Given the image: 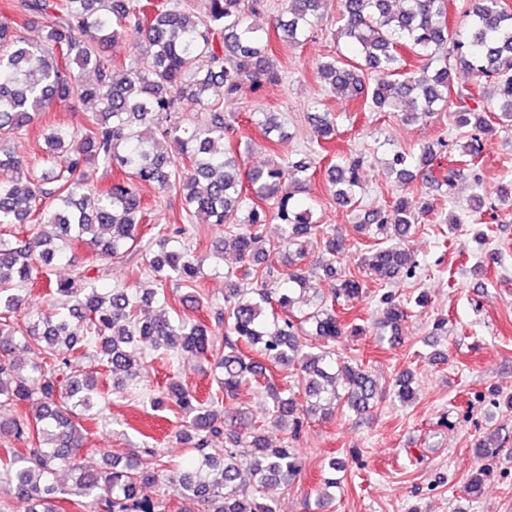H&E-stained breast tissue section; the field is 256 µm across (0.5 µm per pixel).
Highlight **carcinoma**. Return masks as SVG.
I'll return each mask as SVG.
<instances>
[{
	"mask_svg": "<svg viewBox=\"0 0 512 512\" xmlns=\"http://www.w3.org/2000/svg\"><path fill=\"white\" fill-rule=\"evenodd\" d=\"M401 2L396 8L393 0H340L335 39L352 47L355 57H333L319 65L318 74L330 91L363 98L374 112H401L407 120L449 109L456 126L471 134L443 177L433 175L435 153L429 146L420 149L417 167L436 190L451 192L472 175L484 138L512 128V9L504 0H467L460 31L446 21L447 0ZM321 3L285 0L286 19L277 20L281 39L300 43L318 22ZM258 5L259 0H204L197 11L186 0H161L155 6L149 0H18L22 22L0 21V224L19 227L15 241L0 238V405L31 407L0 421V433L27 445L0 456V491L24 504L25 512H59L61 494L71 496L80 512H162L159 501L141 495L142 487L159 480L153 449L108 459L100 469L79 461L87 433L82 419L93 407L96 379L91 372L67 369L84 341L100 352L115 390L139 371L127 349L135 341L161 354L214 356L213 376L224 398L246 387L263 390L271 400L270 424L287 429L291 439L307 418L327 421L340 406L366 415L380 397L371 371L336 354V341L366 334L361 318L347 320L339 310L359 299L364 283L336 267L346 251L344 241L324 232L313 207L297 198L313 176V163L287 155L245 171L240 146L224 144V131L231 126L224 100L234 98L245 82L260 90L281 80L268 40L248 22ZM21 23L39 24L40 40L19 35ZM127 34L143 44L144 57L125 63L104 59L102 49ZM404 49L423 61L420 72L405 69ZM459 70L471 74L474 85L457 82ZM367 72L375 74L371 86L364 80ZM216 86L223 87L224 99L209 96ZM184 99L196 102L205 120L159 128L172 139L174 159L157 149L151 129ZM486 99L494 100L492 118ZM71 102L89 107L86 123L76 131L48 128L39 172L3 146L27 131L46 108ZM310 119L317 144L335 136L331 113L312 112ZM253 123L272 145L290 139L277 112H260ZM361 167V158L351 157L325 169L328 190L339 205L358 204ZM100 168H118L123 177L100 187ZM389 170L400 184L413 177L404 152L393 153ZM246 182L253 199L241 219ZM144 187L178 194L189 224L197 218L227 225L224 246L216 247L221 261L236 263L224 275V307L215 312V322L224 325V352L212 353V331L204 323L175 308L174 316L167 315L168 301L153 311L126 289L100 291L85 269L46 283L51 311L23 331L11 325L9 314L22 306L26 290L64 258L66 247L84 242L112 260L137 243L147 216ZM429 210L425 201L397 196L364 213L356 229L361 246L368 247L358 258L366 277L383 287L415 272L417 263L405 241L419 215ZM269 220L279 224L283 248L267 264L263 232ZM41 223L54 229V237L32 232V225ZM185 233L186 227H177L149 251L148 269L162 287L198 281L204 257L188 253L178 240ZM317 234L321 255L312 269L304 263L305 243ZM316 269L328 289L312 283ZM380 303L377 328L389 341L400 340L409 303L386 293ZM74 321L87 326L88 336L71 330ZM305 337L311 342L307 352ZM20 345L33 353L26 365L15 359ZM268 367L298 371L304 404L291 389L261 379ZM393 393L403 404L416 399L412 370L397 376ZM152 402L184 414L178 438L196 453L173 488L184 501L181 512H194L196 505L200 512H277L265 489L292 484L302 462L288 443L272 446L267 423L249 419L243 410L231 411L217 399L201 402L176 381ZM221 435L229 448L219 460L205 449ZM476 448L481 457L497 454L498 436L486 434ZM345 470L344 459L330 458L323 485L336 486V474ZM59 471L70 474L71 486L54 485Z\"/></svg>",
	"mask_w": 512,
	"mask_h": 512,
	"instance_id": "cac0c4a2",
	"label": "carcinoma"
}]
</instances>
